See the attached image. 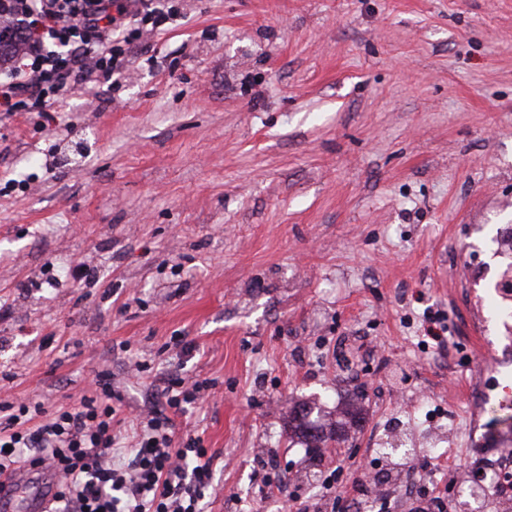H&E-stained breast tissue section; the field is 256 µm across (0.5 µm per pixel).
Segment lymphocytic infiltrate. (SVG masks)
Here are the masks:
<instances>
[{
  "label": "lymphocytic infiltrate",
  "mask_w": 512,
  "mask_h": 512,
  "mask_svg": "<svg viewBox=\"0 0 512 512\" xmlns=\"http://www.w3.org/2000/svg\"><path fill=\"white\" fill-rule=\"evenodd\" d=\"M177 0H0V24L21 36L0 66V110L43 112L68 86L110 81L134 41L157 32ZM202 382L168 378L154 405L124 416L106 375L92 396L38 422L39 405L0 403V475L43 464L56 477L48 512H203L214 457L197 437L174 444V414L201 397Z\"/></svg>",
  "instance_id": "lymphocytic-infiltrate-1"
}]
</instances>
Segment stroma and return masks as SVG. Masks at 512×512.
I'll return each mask as SVG.
<instances>
[{
    "label": "stroma",
    "mask_w": 512,
    "mask_h": 512,
    "mask_svg": "<svg viewBox=\"0 0 512 512\" xmlns=\"http://www.w3.org/2000/svg\"><path fill=\"white\" fill-rule=\"evenodd\" d=\"M181 2L154 61L0 112V398L209 378L176 418L215 455L204 512H360L369 466L375 512H461L498 458L470 409L512 416V0ZM49 262L97 277L50 288ZM352 399L338 447L289 442L291 406ZM410 432L439 457L380 455Z\"/></svg>",
    "instance_id": "1"
}]
</instances>
